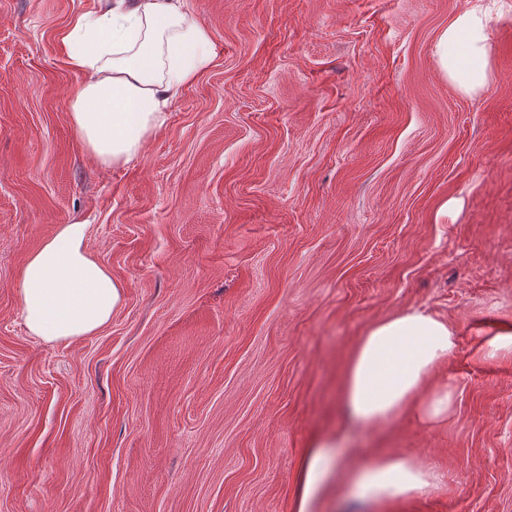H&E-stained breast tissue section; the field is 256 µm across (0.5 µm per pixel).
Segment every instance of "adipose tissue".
Segmentation results:
<instances>
[{"instance_id": "adipose-tissue-1", "label": "adipose tissue", "mask_w": 512, "mask_h": 512, "mask_svg": "<svg viewBox=\"0 0 512 512\" xmlns=\"http://www.w3.org/2000/svg\"><path fill=\"white\" fill-rule=\"evenodd\" d=\"M488 20L481 8L457 14L437 42L442 68L465 95L488 81ZM67 62L86 73L70 91L72 127L104 166L126 163L160 128L175 93L212 61L207 30L186 0H114L100 12L73 19L63 40ZM122 286L89 247V227L60 225L30 253L21 272V313L33 335L68 341L91 335L112 319ZM455 345L447 320L422 309L372 323L359 338L344 371L346 421L383 427L410 410L429 423L455 412L456 388L437 380ZM345 461L322 448L303 461L293 512H306L327 475ZM435 467L390 452L376 454L357 481L360 499L394 502L434 486Z\"/></svg>"}]
</instances>
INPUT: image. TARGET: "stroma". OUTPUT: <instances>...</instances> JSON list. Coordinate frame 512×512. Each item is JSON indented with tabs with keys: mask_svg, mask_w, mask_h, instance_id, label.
I'll use <instances>...</instances> for the list:
<instances>
[{
	"mask_svg": "<svg viewBox=\"0 0 512 512\" xmlns=\"http://www.w3.org/2000/svg\"><path fill=\"white\" fill-rule=\"evenodd\" d=\"M103 4L0 0V512H291L328 442L442 479L368 504L343 477L311 512H512V0L474 96L437 53L471 0H187L212 62L112 167L72 128L60 46ZM74 221L122 302L46 342L21 270ZM412 308L456 331L453 419L337 444L346 358Z\"/></svg>",
	"mask_w": 512,
	"mask_h": 512,
	"instance_id": "obj_1",
	"label": "stroma"
}]
</instances>
